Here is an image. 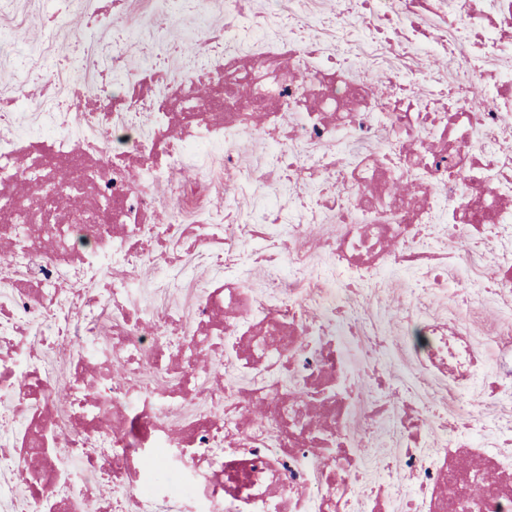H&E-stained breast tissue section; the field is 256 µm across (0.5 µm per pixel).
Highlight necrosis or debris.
<instances>
[{
	"instance_id": "obj_1",
	"label": "necrosis or debris",
	"mask_w": 512,
	"mask_h": 512,
	"mask_svg": "<svg viewBox=\"0 0 512 512\" xmlns=\"http://www.w3.org/2000/svg\"><path fill=\"white\" fill-rule=\"evenodd\" d=\"M356 35L391 57L403 79L377 98L347 71L317 28L296 38L261 21L248 0H224L223 26L195 43L207 71L163 94L134 95V73L113 50L88 103L85 67L66 73L69 93L46 86L47 112L22 124L25 96L0 99V397L10 401L0 445V512H380L382 480L355 461L373 431L350 430L359 381L337 335L357 336L367 285L394 269L446 263L421 240L451 214L460 232L512 240V0H354ZM250 44L252 60L238 47ZM458 60L465 78L438 94L408 79V48ZM264 140L268 181L313 186L295 210H265L250 251L225 231L248 183L239 145ZM224 154V207L192 167ZM173 186L165 224L149 223L152 188ZM332 211L336 234L309 228ZM191 220L195 244L213 250L224 277L198 302L195 328L174 310L136 309L135 270L166 259L174 229ZM287 236H280V226ZM280 238V254L265 242ZM331 261L312 274L313 253ZM285 260L288 272L258 296L241 267ZM412 356L454 392L489 385L512 403V333L492 340L488 371L467 327L411 314L400 324ZM54 361L31 350V332ZM181 337L182 381L151 363L155 344ZM233 343L248 387L215 391L199 359ZM67 381H59V371ZM287 372L291 393L275 374ZM204 412L180 423L188 404ZM403 512H512V423L464 409L437 450L402 462ZM40 486L20 499L15 480ZM109 492H102V485Z\"/></svg>"
}]
</instances>
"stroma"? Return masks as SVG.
I'll list each match as a JSON object with an SVG mask.
<instances>
[{
    "label": "stroma",
    "mask_w": 512,
    "mask_h": 512,
    "mask_svg": "<svg viewBox=\"0 0 512 512\" xmlns=\"http://www.w3.org/2000/svg\"><path fill=\"white\" fill-rule=\"evenodd\" d=\"M258 15L294 16L296 23L307 25L317 20L328 44H335L337 27L357 29L360 20L353 15L337 16L336 0H255ZM46 0H7L0 8V36L6 44L0 46V96L26 94L31 115L43 112L45 105L39 94L47 82H54L59 92H66L63 75L70 60L84 53L95 54L99 65H106L113 46L126 50L132 69L155 64L157 71L167 77L185 75L188 63L178 50L179 45L199 38L204 27H218L224 23V0H202L178 14L162 9L134 8L127 18L95 34L88 42H77L74 28L84 26L89 18L111 13L112 0H86L83 9L72 12L68 25L50 28L43 15ZM27 55L26 70H19L17 51ZM243 166L250 172L252 184L249 192L236 203L241 224H250L263 208L286 203L289 189L270 186L260 178L265 149L255 137L248 138L240 149ZM432 247L440 251H453L456 262L448 269V291L426 296L420 311L469 325L473 340L487 369H494L495 354L489 345L493 332L512 324V310L496 297L479 293L481 280L490 278L496 271L503 253L502 246H484L480 258H471L467 246L449 234L433 236ZM174 247L185 267L184 275L165 265L147 264L136 272L139 291L135 304L141 309L163 311L176 307L191 312L195 295L211 286L218 277L209 252L193 246L189 231H182ZM424 274L420 271L398 270L387 278L375 280L361 310L364 319L363 345H371L376 331H388L387 365L394 378L398 404L426 407L430 417L421 432L419 441L433 446L442 438L446 427L451 426L460 406L481 404L483 413L491 418L505 419L512 416V405L484 402L481 389L475 388L459 396L457 401L448 398L449 385L436 374L421 372L392 329L397 314L405 312L408 302L423 286Z\"/></svg>",
    "instance_id": "1"
}]
</instances>
